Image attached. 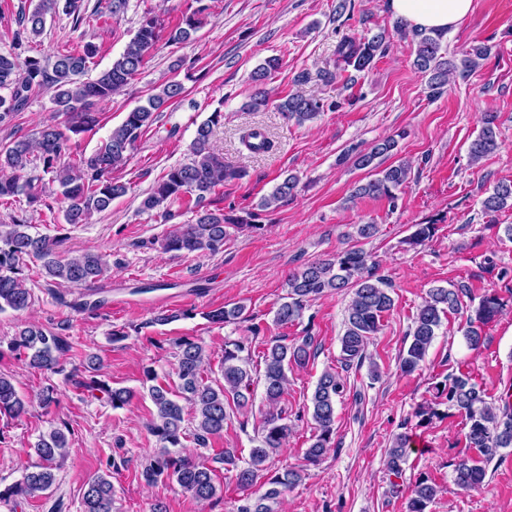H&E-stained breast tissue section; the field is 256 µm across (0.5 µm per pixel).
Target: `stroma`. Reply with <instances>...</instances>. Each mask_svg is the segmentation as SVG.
Returning <instances> with one entry per match:
<instances>
[{"label": "stroma", "mask_w": 512, "mask_h": 512, "mask_svg": "<svg viewBox=\"0 0 512 512\" xmlns=\"http://www.w3.org/2000/svg\"><path fill=\"white\" fill-rule=\"evenodd\" d=\"M95 2L85 0L81 23L63 13L48 21L22 56L49 57L91 42L98 48L89 64L94 75L123 52L146 11L171 25L198 3L208 10L192 42L161 46L120 93L98 105L99 126L73 139V153L92 154L126 112L145 104L167 79L180 80L184 96L156 113L126 163L113 171V179L127 191L90 223L46 221L20 199L0 203V224L23 214L34 232L57 239L61 255L86 250L106 254L110 271L95 285L101 296L135 298L144 289L149 297L169 299L170 310L190 308L194 315L159 325L153 321L159 312L155 306L90 314L74 307L75 289L30 269L31 309L0 312V373L14 376L19 394L33 402L22 418L0 415V485L18 481L37 463L30 445L50 427L68 426L69 448L45 495L29 502L0 501V512H52L59 501L63 512H79L86 482L101 473L112 477L113 512H151L158 502L167 512H237L247 493L233 473L222 469L216 478L220 489L206 503L173 480L145 484L141 472L158 444L148 428L154 406L141 392L143 370L153 368L159 383L174 384L172 342L190 336L206 345L215 364L225 341L249 342L251 367L259 372L266 340L281 336L294 341L308 331L317 353L288 374L279 407L292 431L284 449L267 462L273 471L302 472L278 512H405L409 485L421 475L440 488L428 512H512V452L489 465L480 489L462 490L454 482L453 463L468 453L464 416L456 413L426 424L415 416L420 405L434 401L435 384L451 373L469 375L494 398L512 389V306L485 326L486 341L475 351L462 342L467 312L444 315L422 369L409 375L399 370L410 328L430 289L466 284L477 295L493 289L512 299V240L501 230L512 224V208L490 215L482 210L496 183L512 181V0H474L472 12L448 30L443 40L448 57L461 58L479 43L488 45L490 53L474 71L454 73L436 98L428 93L426 76L413 65L416 45L411 35L396 30L387 0H354L353 11L341 15L335 11L336 0H129L117 21L94 13ZM381 28L387 32V49L372 69L347 71L332 83L323 80L343 35L358 38ZM269 57L281 61L266 83L271 103L257 112L247 110L251 75ZM178 59L183 67L171 72ZM301 74L306 77L302 83L297 80ZM295 91L323 99L328 110L302 125L287 120L276 104ZM217 110L224 123L214 133L215 149L243 176L218 187L208 207L241 217L258 214L260 226L231 232L223 251L214 255L165 251L163 238L173 225L194 223L195 211L174 202L166 210L144 212L140 204L170 167L186 162L197 127ZM488 112L497 116L499 147L473 163L469 144ZM250 127L262 129L272 140L270 152L253 154L241 144L242 132ZM386 138L398 146L383 165L396 159L411 164L396 203L353 197L355 185L366 181L369 172L347 159V151L355 145L367 149ZM290 173L300 180L293 200L261 210L262 198ZM429 222L436 225L433 237L416 248L406 245L415 225ZM360 224L376 225V235L359 238ZM353 246L378 262L394 299L382 329L368 344L381 377L371 380L365 366L346 372L347 388L336 402V448L312 466L304 460L315 433L307 406L322 372L341 366L340 338L351 295L323 296L291 325H276L274 316L290 272ZM235 303L245 306L247 321L217 324L206 319V312ZM28 320L53 330L65 327L73 342L68 367L97 354L103 379L111 387L135 390L136 398L115 409L66 374L28 368L8 349ZM124 327L129 336L113 341V331ZM50 384L57 401L44 408L36 398ZM265 411L264 392L255 388L252 402L231 414L216 447L248 456ZM401 433L424 441L425 447L410 448L405 484L396 494L386 453Z\"/></svg>", "instance_id": "1"}]
</instances>
